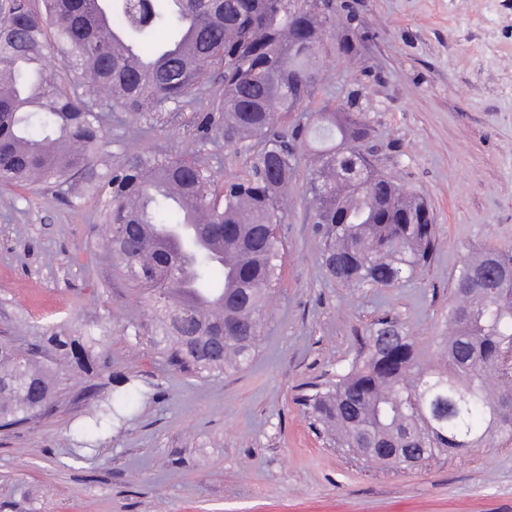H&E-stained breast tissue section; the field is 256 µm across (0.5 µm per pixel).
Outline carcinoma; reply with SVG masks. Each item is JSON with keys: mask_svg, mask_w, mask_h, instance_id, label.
Masks as SVG:
<instances>
[{"mask_svg": "<svg viewBox=\"0 0 512 512\" xmlns=\"http://www.w3.org/2000/svg\"><path fill=\"white\" fill-rule=\"evenodd\" d=\"M331 0H151L135 22L126 0H41L39 11L0 19V182L80 177L109 198L106 245L120 271L143 288L151 333L136 334L173 367L215 374L253 358L269 293L280 278V198L302 153L314 155L304 192L336 282L390 288L430 262L435 219L422 199L377 168L364 144L371 127L358 90L311 108ZM55 55L88 94L112 96L143 115L177 104L224 66V94L202 124L247 153L243 174L220 180L196 158L136 154L95 173L105 144L101 116L77 89L37 65ZM134 55L151 63L138 68ZM296 118L288 129L273 113ZM512 250L468 256L454 290L441 362L411 376L417 351L393 318L373 323L363 355L336 383L305 395L313 423L338 448H373L375 463L408 448L433 460L512 438V392H493L501 352L512 346ZM102 340L65 332L42 338L59 364L93 374ZM0 425L46 413L57 378L30 348L0 339Z\"/></svg>", "mask_w": 512, "mask_h": 512, "instance_id": "carcinoma-1", "label": "carcinoma"}]
</instances>
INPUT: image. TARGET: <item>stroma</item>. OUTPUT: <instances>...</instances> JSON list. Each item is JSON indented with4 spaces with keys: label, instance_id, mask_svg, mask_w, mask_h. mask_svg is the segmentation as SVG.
I'll return each instance as SVG.
<instances>
[{
    "label": "stroma",
    "instance_id": "1",
    "mask_svg": "<svg viewBox=\"0 0 512 512\" xmlns=\"http://www.w3.org/2000/svg\"><path fill=\"white\" fill-rule=\"evenodd\" d=\"M314 100L360 90L374 158L434 214L432 261L393 288L331 280L300 181L285 194V255L253 360L199 376L166 366L135 329L141 288L105 244L106 202L82 181L0 185V336L105 337L98 388L69 372L50 414L0 428V512H512V439L387 470L331 447L301 396L335 381L377 318L403 323L419 360H438L451 288L470 250L512 249V0H334ZM219 71L184 102L130 122L102 93L113 159L193 155L230 177L246 153L198 122ZM128 401L106 430L94 417Z\"/></svg>",
    "mask_w": 512,
    "mask_h": 512
}]
</instances>
